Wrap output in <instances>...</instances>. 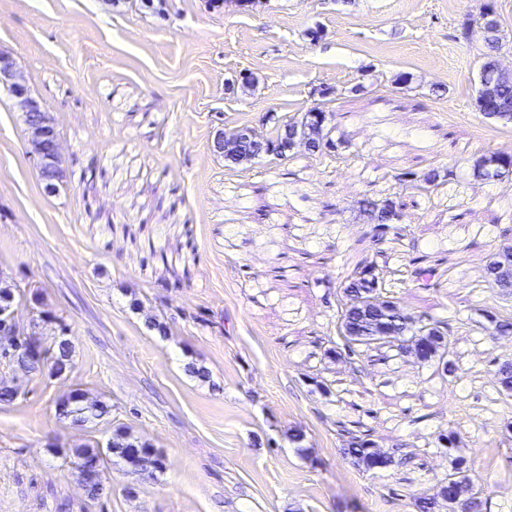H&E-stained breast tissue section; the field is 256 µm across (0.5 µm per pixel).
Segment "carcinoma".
<instances>
[{
    "label": "carcinoma",
    "mask_w": 512,
    "mask_h": 512,
    "mask_svg": "<svg viewBox=\"0 0 512 512\" xmlns=\"http://www.w3.org/2000/svg\"><path fill=\"white\" fill-rule=\"evenodd\" d=\"M490 11L488 19L489 33L485 37V50L479 69V94L476 100L478 110L488 119L512 121V74L498 68L497 54L503 47V37L499 21L490 4L481 3L470 20L478 21ZM24 123L30 129L33 142L39 141L50 147L58 140V133L43 112H29L24 115ZM334 127L318 124L307 111L299 117H291L279 122L273 136L263 139L243 140L240 130L217 136L212 149L218 154L231 157L238 162L249 161L260 154L284 156L301 142H309L308 154L329 156L339 147V140L333 139ZM38 165L44 188L56 191L64 179V169L60 157H48L43 150H36ZM512 175V155L504 158L502 154L492 153L482 157L474 166V177L486 185L495 186ZM453 178V171L440 174L437 168L423 173L406 171L396 176L401 184H408L422 195H427L445 185ZM398 196H365L359 201V213L373 225V236L386 245L383 253L399 252L402 259L398 266L382 265L378 268L364 260L355 261L345 256L338 266L340 270V288L342 290L340 308L336 315V337L329 340L324 355L347 358L354 363L372 352L394 351L398 354H411L421 364H428L441 373L443 380L453 386L461 378L460 357L456 354L452 342V330L467 326L466 319L453 309V295H448V318H442L428 312L411 315L403 312L396 315L393 307L398 304V290L408 282L416 283L424 291L438 288L441 279L447 275L445 267L447 257L439 254L414 253L400 250L402 235L394 233L388 237L384 228L390 227L399 217ZM508 227L500 224H482L475 233L477 239H491L512 231V212L509 213ZM500 268L512 273V252L500 254L488 261L481 269V278L492 283L491 270ZM24 296L20 286L0 276V364L13 366L33 376L62 379L74 368L73 347L70 339L71 329L62 318L49 310L37 311L26 326L16 325L9 319ZM53 329V342L45 346L42 336L46 327ZM499 392L512 396V362L497 364ZM25 396V391L14 382L0 379V403L11 405ZM58 416L71 420L78 425H98L111 413V408L101 400L90 396L81 389H71L63 393L55 402ZM345 432L343 455L352 460L364 471L376 470L375 464L383 467L395 463V456L374 446L370 438V429L361 422L344 421L341 425ZM434 447L454 455L457 451L454 432L441 430L435 433ZM73 458L79 483L90 498L101 496L109 479L108 461L116 457L125 465L141 474L156 475L163 471L165 462L147 440L135 436L123 429H115L106 445L100 447L79 446L68 450ZM438 496L448 507V512H459L466 507L467 512H483L487 500L481 497L482 490L475 487L470 477L468 461L461 455H454V467L439 479ZM436 496V497H438ZM436 497L424 494L414 497L418 512H435L439 507Z\"/></svg>",
    "instance_id": "1"
}]
</instances>
